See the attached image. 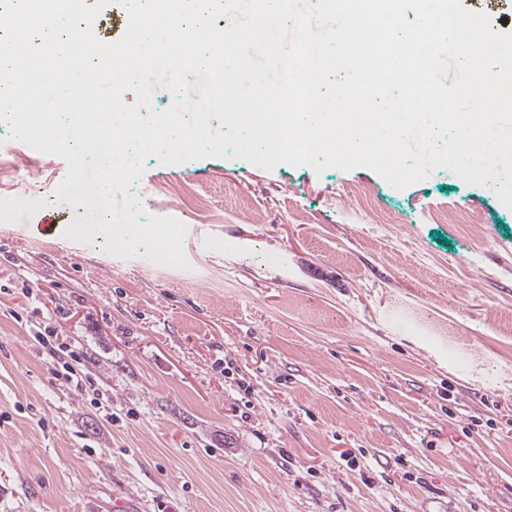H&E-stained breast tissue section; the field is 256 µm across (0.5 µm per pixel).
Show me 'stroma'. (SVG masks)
<instances>
[{
    "instance_id": "1",
    "label": "stroma",
    "mask_w": 512,
    "mask_h": 512,
    "mask_svg": "<svg viewBox=\"0 0 512 512\" xmlns=\"http://www.w3.org/2000/svg\"><path fill=\"white\" fill-rule=\"evenodd\" d=\"M65 161L0 126V198ZM189 269L0 223V512H512V209L440 167L146 161ZM82 353L106 401L57 380Z\"/></svg>"
}]
</instances>
